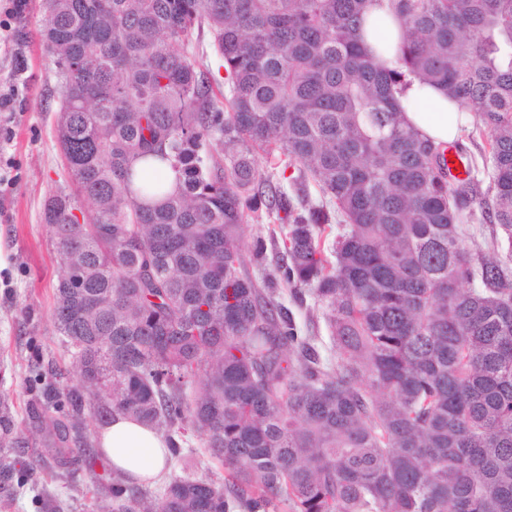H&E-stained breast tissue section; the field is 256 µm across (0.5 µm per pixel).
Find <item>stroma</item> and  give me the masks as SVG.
Returning a JSON list of instances; mask_svg holds the SVG:
<instances>
[{"label":"stroma","mask_w":512,"mask_h":512,"mask_svg":"<svg viewBox=\"0 0 512 512\" xmlns=\"http://www.w3.org/2000/svg\"><path fill=\"white\" fill-rule=\"evenodd\" d=\"M43 0H26L0 45V94L13 97L0 112V394H9L17 424L28 426L31 395L25 380L36 358L72 373V359L53 327L56 250L43 221L46 199L67 176L54 137L60 93L55 66L40 38ZM32 463L25 484L0 474V512H42L41 500L55 499L56 512H97L100 481L110 468H79L67 481L66 468L43 456L37 440L17 450L0 448V465Z\"/></svg>","instance_id":"obj_1"}]
</instances>
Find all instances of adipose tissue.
<instances>
[{"instance_id":"1","label":"adipose tissue","mask_w":512,"mask_h":512,"mask_svg":"<svg viewBox=\"0 0 512 512\" xmlns=\"http://www.w3.org/2000/svg\"><path fill=\"white\" fill-rule=\"evenodd\" d=\"M406 122L434 142L456 138L461 123L457 105L446 93L410 79L400 97ZM98 448L111 466L132 476L136 483L152 484L164 478L169 451L164 438L142 422L115 415L99 431Z\"/></svg>"}]
</instances>
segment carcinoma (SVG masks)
Segmentation results:
<instances>
[{"label": "carcinoma", "mask_w": 512, "mask_h": 512, "mask_svg": "<svg viewBox=\"0 0 512 512\" xmlns=\"http://www.w3.org/2000/svg\"><path fill=\"white\" fill-rule=\"evenodd\" d=\"M372 2L44 10L72 185L44 221L76 380L32 370L34 429L58 464L91 470L87 418L126 415L182 469L159 498L113 476L99 512H512V0H389L396 67L365 40ZM203 24L222 107L188 51ZM409 76L488 135L491 256L463 224L475 182L452 184L448 146L404 120ZM280 212V259L257 276L276 239L248 257L242 225ZM288 287L313 297L330 355L280 301ZM189 431L224 482L180 456ZM19 445L0 394V448Z\"/></svg>", "instance_id": "1"}]
</instances>
